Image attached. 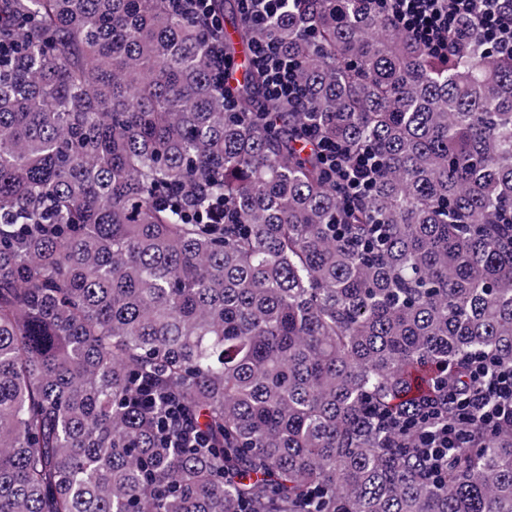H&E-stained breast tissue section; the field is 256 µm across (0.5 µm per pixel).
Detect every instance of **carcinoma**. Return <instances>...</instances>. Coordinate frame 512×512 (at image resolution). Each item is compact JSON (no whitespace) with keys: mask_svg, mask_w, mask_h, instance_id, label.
I'll use <instances>...</instances> for the list:
<instances>
[{"mask_svg":"<svg viewBox=\"0 0 512 512\" xmlns=\"http://www.w3.org/2000/svg\"><path fill=\"white\" fill-rule=\"evenodd\" d=\"M271 29L305 112L215 86L171 0H0V512H512V422L434 480L375 420L512 367V58L368 0ZM309 122L381 156L363 203ZM146 380L210 447L161 441Z\"/></svg>","mask_w":512,"mask_h":512,"instance_id":"cac0c4a2","label":"carcinoma"}]
</instances>
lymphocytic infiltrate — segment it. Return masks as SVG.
I'll list each match as a JSON object with an SVG mask.
<instances>
[{
	"label": "lymphocytic infiltrate",
	"instance_id": "f902f5d3",
	"mask_svg": "<svg viewBox=\"0 0 512 512\" xmlns=\"http://www.w3.org/2000/svg\"><path fill=\"white\" fill-rule=\"evenodd\" d=\"M287 2L239 0V7L242 16L262 31L253 46V66L263 76L264 100L290 112H301L306 104L298 83L297 66L266 31ZM172 5L178 12L202 21L215 81L223 83L231 61L224 55L223 23L213 15L211 0H172ZM370 6L437 57H447L451 52L453 33L464 19L479 30L497 55L512 57V0H370ZM307 135L321 141L322 163L336 179L341 209L347 210L362 202L380 169L377 155L369 151L351 155L341 142L321 140L319 130L314 127L309 128ZM470 380L468 390L449 388L448 401L455 407L456 415L453 421L440 428L430 430L424 424L404 420L384 423L387 429L413 435L417 451L431 475H438L447 466L449 450L461 447L469 425L478 423L490 429L512 421V368H494L486 360L476 358L471 362ZM137 403L149 410L164 404L159 431L166 436H176L182 447H204L203 435L192 420L180 414L175 403L164 402L159 393L146 387L140 389Z\"/></svg>",
	"mask_w": 512,
	"mask_h": 512
}]
</instances>
